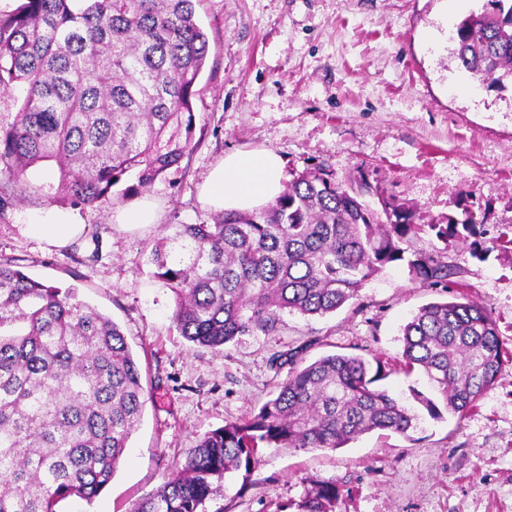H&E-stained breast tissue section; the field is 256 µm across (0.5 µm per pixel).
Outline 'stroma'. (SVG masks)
I'll list each match as a JSON object with an SVG mask.
<instances>
[{
	"label": "stroma",
	"mask_w": 512,
	"mask_h": 512,
	"mask_svg": "<svg viewBox=\"0 0 512 512\" xmlns=\"http://www.w3.org/2000/svg\"><path fill=\"white\" fill-rule=\"evenodd\" d=\"M481 0H199L209 38L194 127L201 135L180 166L146 193L159 219L118 224L120 188L96 210L74 208L77 246L32 232L48 206L36 194L0 222V256L32 278L75 286L121 327L150 399L116 473L90 502L58 512H130L156 490L198 440L249 416L271 398L274 353L304 347L389 361L402 326L422 305L467 298L497 323L506 357L493 388L463 418L430 417L413 391L419 374L382 386L418 416L401 436L374 431L345 447L263 449L251 472L216 492L224 512H273L313 481L349 490L341 512H512V86L488 88L448 61L457 24ZM268 149L285 172L331 166L338 182L366 176L364 199L413 208L422 231L411 251L450 266L439 285L386 265L356 299L324 317L283 314L278 336L239 337L221 350L188 342L173 299L151 276V250L167 224L210 221L202 185L224 155ZM473 211L471 230L438 240L433 225Z\"/></svg>",
	"instance_id": "35a3bbf8"
}]
</instances>
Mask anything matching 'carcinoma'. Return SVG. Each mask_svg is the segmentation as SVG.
<instances>
[{
  "label": "carcinoma",
  "instance_id": "cac0c4a2",
  "mask_svg": "<svg viewBox=\"0 0 512 512\" xmlns=\"http://www.w3.org/2000/svg\"><path fill=\"white\" fill-rule=\"evenodd\" d=\"M197 0H21L0 12V91L24 99L0 114V220L38 193L48 205L94 209L135 177L146 190L192 150L193 101L208 51ZM453 57L480 84H512V0H486L456 27ZM53 162L55 182L30 169ZM377 211L318 165L292 173L254 212L168 224L151 253L186 340L220 350L276 336L283 313L324 317L357 298L382 267L405 260L415 213L383 198ZM409 272L441 283L448 263L413 254ZM397 366L421 371L447 412L463 417L493 387L504 352L496 321L472 301L430 302L402 331ZM291 367L257 413L203 435L132 512H208L213 484L259 460V449L341 448L372 431L407 435L417 415L379 388L389 365L332 353ZM145 398L120 326L75 288L30 278L0 257V512H56L112 480ZM343 488L314 484L275 512H341Z\"/></svg>",
  "mask_w": 512,
  "mask_h": 512
}]
</instances>
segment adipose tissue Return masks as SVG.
<instances>
[{
  "label": "adipose tissue",
  "instance_id": "1",
  "mask_svg": "<svg viewBox=\"0 0 512 512\" xmlns=\"http://www.w3.org/2000/svg\"><path fill=\"white\" fill-rule=\"evenodd\" d=\"M284 161L271 150L227 155L202 187L205 202L218 211H251L274 200L283 189Z\"/></svg>",
  "mask_w": 512,
  "mask_h": 512
}]
</instances>
